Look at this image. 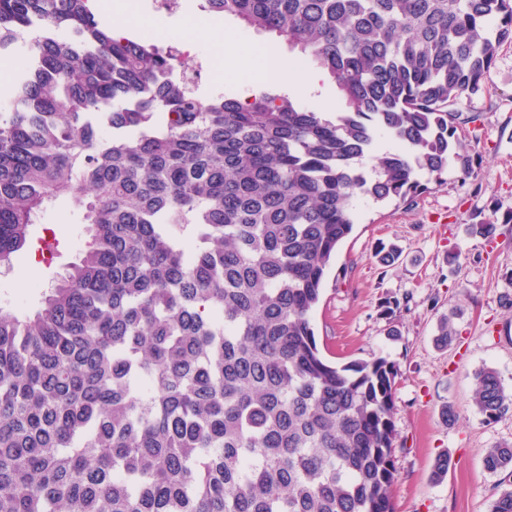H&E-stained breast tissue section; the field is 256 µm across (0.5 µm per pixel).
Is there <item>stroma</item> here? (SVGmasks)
<instances>
[{
    "mask_svg": "<svg viewBox=\"0 0 512 512\" xmlns=\"http://www.w3.org/2000/svg\"><path fill=\"white\" fill-rule=\"evenodd\" d=\"M177 12L157 17V0H137L129 28L145 30L160 19L162 39L181 34L197 16V0H182ZM464 112L476 114L466 128L480 164L461 179L449 170L443 182H429L412 204L376 206L358 198L351 234L338 246L313 313L317 342L336 364L383 357L393 362L395 380L396 512H490L495 497L512 489V473H488L483 449L512 445V412L487 421L471 404L475 375L495 369L512 389V224L497 227L493 240L469 234L477 217L512 210V44L503 45L481 92L463 96ZM60 226L52 261L37 251L16 255L12 270L0 275V303L29 311L47 284L73 261L84 227L66 208L45 214L33 225V239ZM458 253L449 262V253ZM399 300L395 313L386 303ZM452 316L454 343L437 348L440 319ZM452 405L454 421L443 406ZM454 466L442 480L432 477L439 455Z\"/></svg>",
    "mask_w": 512,
    "mask_h": 512,
    "instance_id": "obj_1",
    "label": "stroma"
}]
</instances>
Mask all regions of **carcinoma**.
Masks as SVG:
<instances>
[{"label":"carcinoma","instance_id":"1","mask_svg":"<svg viewBox=\"0 0 512 512\" xmlns=\"http://www.w3.org/2000/svg\"><path fill=\"white\" fill-rule=\"evenodd\" d=\"M95 2L0 0V57L23 61L0 89V269L47 210L87 225L37 311L0 308V512H395L396 366L333 365L312 313L358 197L474 175L459 102L512 43V0H201L299 49L335 113L206 95ZM472 403L495 421L512 392L486 368ZM483 463L512 470V445Z\"/></svg>","mask_w":512,"mask_h":512}]
</instances>
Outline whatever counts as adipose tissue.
<instances>
[{
  "mask_svg": "<svg viewBox=\"0 0 512 512\" xmlns=\"http://www.w3.org/2000/svg\"><path fill=\"white\" fill-rule=\"evenodd\" d=\"M205 36L224 55V77L234 81L240 76H247L255 87H263L273 82H284L288 78H295L298 84L313 81L311 72L304 71L293 74L291 67L274 61L269 46L260 43H243L235 38L232 32L224 28L223 24L206 20L197 22L195 26L187 28L186 38Z\"/></svg>",
  "mask_w": 512,
  "mask_h": 512,
  "instance_id": "1",
  "label": "adipose tissue"
}]
</instances>
